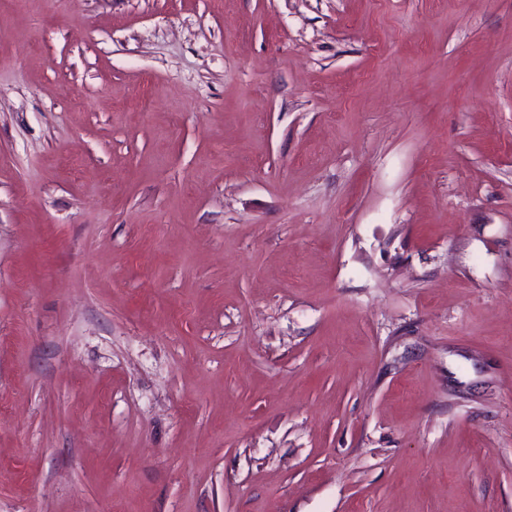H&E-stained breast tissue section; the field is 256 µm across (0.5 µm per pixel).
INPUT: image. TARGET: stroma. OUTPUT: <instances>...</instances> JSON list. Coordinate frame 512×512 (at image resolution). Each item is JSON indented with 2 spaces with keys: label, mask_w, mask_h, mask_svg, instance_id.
Listing matches in <instances>:
<instances>
[{
  "label": "stroma",
  "mask_w": 512,
  "mask_h": 512,
  "mask_svg": "<svg viewBox=\"0 0 512 512\" xmlns=\"http://www.w3.org/2000/svg\"><path fill=\"white\" fill-rule=\"evenodd\" d=\"M0 512H512V0H0Z\"/></svg>",
  "instance_id": "obj_1"
}]
</instances>
